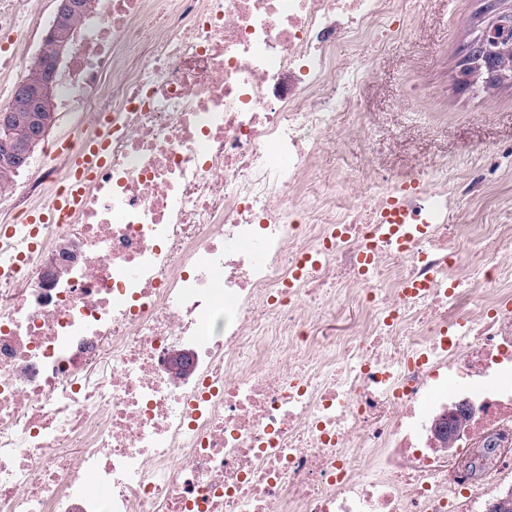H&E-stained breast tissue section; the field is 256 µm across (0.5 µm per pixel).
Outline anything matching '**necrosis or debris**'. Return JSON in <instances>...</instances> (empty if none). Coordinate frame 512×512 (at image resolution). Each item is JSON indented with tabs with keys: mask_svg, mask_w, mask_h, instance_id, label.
<instances>
[{
	"mask_svg": "<svg viewBox=\"0 0 512 512\" xmlns=\"http://www.w3.org/2000/svg\"><path fill=\"white\" fill-rule=\"evenodd\" d=\"M413 4L97 0L58 102L82 99L73 135L106 138L107 162L67 223L0 241V512H489L512 494V257L463 254L512 224L459 214L485 170L452 182L373 151L362 179L316 185L323 150L368 136L361 89ZM34 8L0 0L14 84ZM74 180L60 161L0 216L25 231Z\"/></svg>",
	"mask_w": 512,
	"mask_h": 512,
	"instance_id": "obj_1",
	"label": "necrosis or debris"
}]
</instances>
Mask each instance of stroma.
I'll use <instances>...</instances> for the list:
<instances>
[{"mask_svg":"<svg viewBox=\"0 0 512 512\" xmlns=\"http://www.w3.org/2000/svg\"><path fill=\"white\" fill-rule=\"evenodd\" d=\"M481 0H421L420 20L411 41H390L370 81L361 90L365 111L370 112L372 132L385 142L388 164L396 170L430 169L441 159L464 167L482 155H490L496 173L484 204L464 203V221L478 224L486 215L512 223V86L493 89L458 83L459 49L470 38V21L480 10ZM436 83L446 80L441 104L416 101L408 96L417 78ZM440 110L447 121L429 120V112ZM83 112L81 102L60 113L30 160L29 169L16 179L27 185L35 167L55 164V150L67 140ZM405 130L407 141L394 139L396 130ZM366 143L354 139L344 152L325 151L317 168L319 179L329 182L334 175L347 173L358 178Z\"/></svg>","mask_w":512,"mask_h":512,"instance_id":"stroma-1","label":"stroma"}]
</instances>
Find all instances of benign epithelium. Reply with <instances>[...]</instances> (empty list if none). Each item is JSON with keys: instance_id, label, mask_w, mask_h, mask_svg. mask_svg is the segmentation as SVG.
Returning <instances> with one entry per match:
<instances>
[{"instance_id": "7a95c632", "label": "benign epithelium", "mask_w": 512, "mask_h": 512, "mask_svg": "<svg viewBox=\"0 0 512 512\" xmlns=\"http://www.w3.org/2000/svg\"><path fill=\"white\" fill-rule=\"evenodd\" d=\"M57 6L45 41H53L81 12L80 0H56ZM476 44L465 53L466 61L460 70V81L472 85L482 81L494 86L504 80L512 82V71L496 64V59L512 53V0H485ZM57 60L41 56L38 84L19 85L8 105L0 109V162L13 170L27 167L29 158L53 126L52 89ZM26 113L22 127H13V116Z\"/></svg>"}]
</instances>
